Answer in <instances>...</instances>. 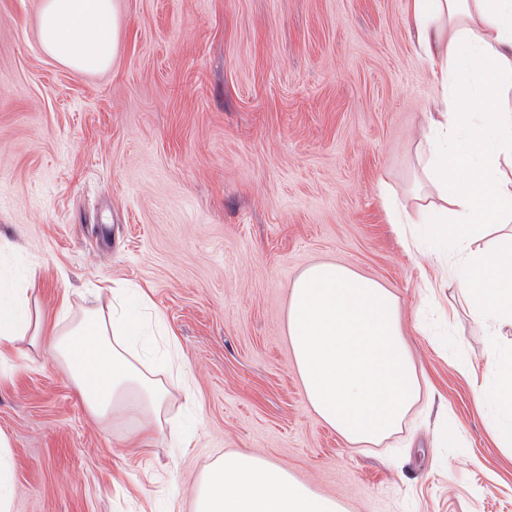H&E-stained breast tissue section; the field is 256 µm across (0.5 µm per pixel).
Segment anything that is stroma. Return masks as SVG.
Instances as JSON below:
<instances>
[{
    "mask_svg": "<svg viewBox=\"0 0 512 512\" xmlns=\"http://www.w3.org/2000/svg\"><path fill=\"white\" fill-rule=\"evenodd\" d=\"M41 2L0 0V277L32 280L49 321L141 289L191 374L167 416L193 438L127 447L19 343L0 373L13 512H169L232 451L343 512H512V447L473 392L492 340L444 278L452 250L426 224L406 249L379 195L416 206L437 96L406 0H116V57L91 74L44 53ZM319 261L398 296L432 400L372 448L317 416L294 366L289 291Z\"/></svg>",
    "mask_w": 512,
    "mask_h": 512,
    "instance_id": "stroma-1",
    "label": "stroma"
}]
</instances>
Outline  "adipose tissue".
I'll return each mask as SVG.
<instances>
[{"label":"adipose tissue","mask_w":512,"mask_h":512,"mask_svg":"<svg viewBox=\"0 0 512 512\" xmlns=\"http://www.w3.org/2000/svg\"><path fill=\"white\" fill-rule=\"evenodd\" d=\"M417 49L432 67L439 93L422 134L418 182L429 186L417 207L421 223L451 243L458 260L449 277L477 320L512 327V245L479 247L512 223V0H408ZM114 0H42L40 45L77 73L108 68L118 47ZM115 285L110 306L80 313L63 308L47 323L27 288L0 289V366L16 341L47 347L106 426L126 425L129 447L166 432L171 392L165 375L187 372L177 346L146 338L144 313L162 329L146 297L124 302ZM288 338L307 401L354 445L381 444L400 431L420 398L421 383L402 330L399 299L374 279L335 263H317L295 279ZM485 372L502 417L494 429L512 447V353L491 350ZM190 512H341L280 465L246 453L215 459L194 489Z\"/></svg>","instance_id":"ef3b65f1"}]
</instances>
